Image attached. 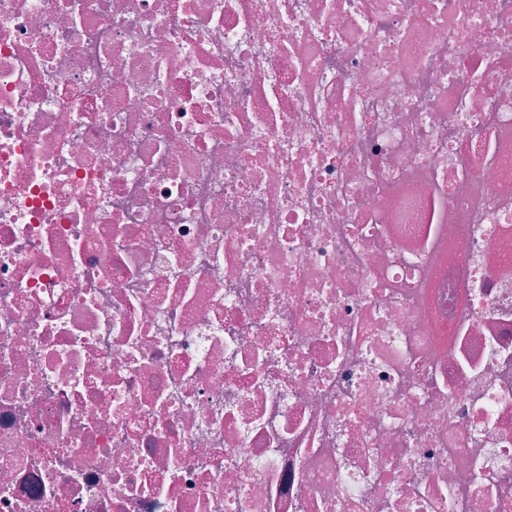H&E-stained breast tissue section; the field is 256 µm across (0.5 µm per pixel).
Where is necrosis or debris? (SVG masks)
<instances>
[{
    "label": "necrosis or debris",
    "mask_w": 512,
    "mask_h": 512,
    "mask_svg": "<svg viewBox=\"0 0 512 512\" xmlns=\"http://www.w3.org/2000/svg\"><path fill=\"white\" fill-rule=\"evenodd\" d=\"M0 512H512V0H0Z\"/></svg>",
    "instance_id": "necrosis-or-debris-1"
}]
</instances>
